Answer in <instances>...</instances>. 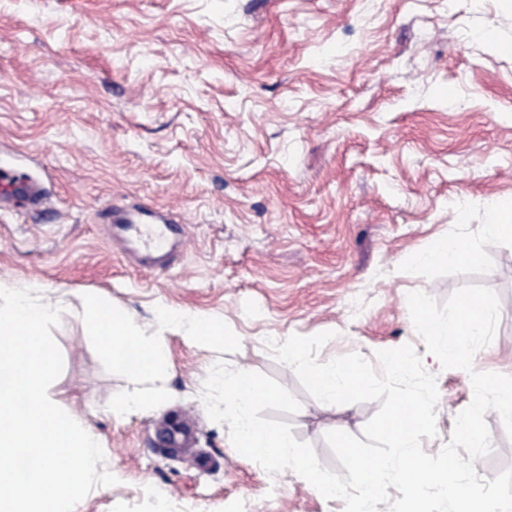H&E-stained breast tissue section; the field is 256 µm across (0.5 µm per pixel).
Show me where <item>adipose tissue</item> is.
<instances>
[{"instance_id":"ef3b65f1","label":"adipose tissue","mask_w":512,"mask_h":512,"mask_svg":"<svg viewBox=\"0 0 512 512\" xmlns=\"http://www.w3.org/2000/svg\"><path fill=\"white\" fill-rule=\"evenodd\" d=\"M86 309L97 333L107 336V351L113 362L126 373L131 384L112 404L113 417L122 416L130 407L147 406V399L137 388L145 378H162L167 372L164 350L155 346L145 326L133 317L113 314L104 315L103 306L97 299H90Z\"/></svg>"}]
</instances>
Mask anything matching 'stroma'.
Instances as JSON below:
<instances>
[{"label": "stroma", "mask_w": 512, "mask_h": 512, "mask_svg": "<svg viewBox=\"0 0 512 512\" xmlns=\"http://www.w3.org/2000/svg\"><path fill=\"white\" fill-rule=\"evenodd\" d=\"M0 163L48 193L0 210V277L62 296L49 392L118 479L76 512H344L239 454L201 397L220 361L272 377L300 409L264 418L343 473L325 433L361 435L380 404L320 408L266 345L293 334L332 332L323 362L412 344L437 379V435L422 442L437 454L473 386L427 354L413 291L442 303L492 289L499 323L476 360L512 375V239L483 230L512 203V0H0ZM121 201L180 219L171 266L113 250L104 210ZM448 237L481 262L417 264ZM91 297L168 355L167 376L139 385L151 405L120 420L127 381L88 320ZM162 307L208 317L227 343L155 324ZM177 415L193 418L207 470L162 445ZM486 422L493 448L475 469L491 479L512 439L500 416Z\"/></svg>", "instance_id": "obj_1"}]
</instances>
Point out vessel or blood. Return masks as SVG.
<instances>
[{
  "label": "vessel or blood",
  "mask_w": 512,
  "mask_h": 512,
  "mask_svg": "<svg viewBox=\"0 0 512 512\" xmlns=\"http://www.w3.org/2000/svg\"><path fill=\"white\" fill-rule=\"evenodd\" d=\"M39 185L19 182L0 168V207L14 206L19 200L34 202L43 200ZM111 224L123 233L134 246V259L139 267L153 269L168 263L176 245L172 240L174 222L167 211L145 205H112L108 210ZM192 440L190 428L172 423L163 438L167 448L181 450L189 447Z\"/></svg>",
  "instance_id": "vessel-or-blood-1"
}]
</instances>
